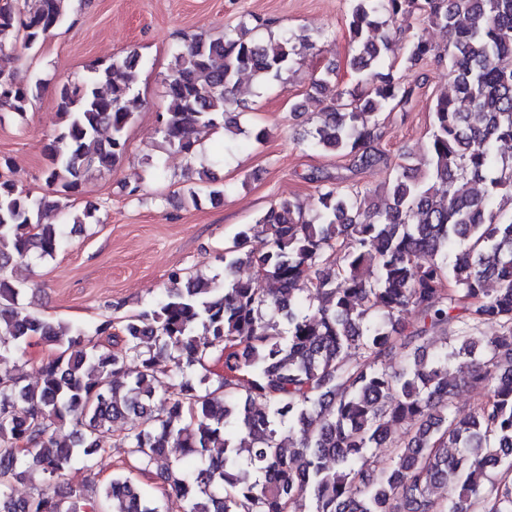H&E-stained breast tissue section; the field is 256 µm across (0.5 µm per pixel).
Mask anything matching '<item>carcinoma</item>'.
Segmentation results:
<instances>
[{"label": "carcinoma", "instance_id": "cac0c4a2", "mask_svg": "<svg viewBox=\"0 0 512 512\" xmlns=\"http://www.w3.org/2000/svg\"><path fill=\"white\" fill-rule=\"evenodd\" d=\"M64 2L3 0L0 50L34 48L63 24ZM409 19L446 43L411 32L400 75L384 56ZM345 26L356 83L338 87L329 66L314 78L313 94L331 93L316 99L308 145L356 171L386 169V200L325 176L313 214L289 199L259 214L219 259L226 273L253 268L271 284L263 294L250 279L174 270L153 303L91 329L21 305L24 285L6 271L65 246L62 225L42 223L57 195L126 157L140 58L96 63L57 89L64 125L43 170L53 194L0 180V359L34 337L57 349L35 386L0 375V512H77L70 487L17 499L14 483L93 467L128 419L114 447L129 459L83 512H159L154 487L133 476L155 466L184 512H512V211L498 203L512 201V158L499 153L512 143V0H349ZM251 33L242 21L175 50L158 132L186 158L196 132L241 133V76L271 84L320 37ZM432 61L448 62L453 95L437 97L426 140L394 160L376 147L382 114L409 104L419 84L408 73ZM42 89L0 71V112L24 117ZM439 332L451 343L426 353ZM212 349L224 376L210 383L196 367ZM462 387L482 395L466 416L453 404ZM66 422L71 440L59 442ZM373 448L388 449L382 463Z\"/></svg>", "mask_w": 512, "mask_h": 512}]
</instances>
